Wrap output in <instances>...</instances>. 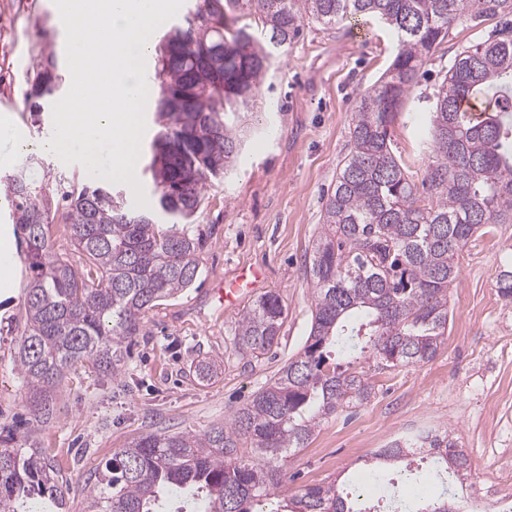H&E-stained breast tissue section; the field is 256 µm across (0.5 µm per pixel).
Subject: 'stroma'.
I'll list each match as a JSON object with an SVG mask.
<instances>
[{
    "instance_id": "35a3bbf8",
    "label": "stroma",
    "mask_w": 512,
    "mask_h": 512,
    "mask_svg": "<svg viewBox=\"0 0 512 512\" xmlns=\"http://www.w3.org/2000/svg\"><path fill=\"white\" fill-rule=\"evenodd\" d=\"M499 26L496 17L460 22L419 70L391 129L394 151L414 182L432 160L427 120L442 72L462 48L492 37ZM397 48L393 33L368 16L333 27L304 22L259 88L240 160L204 191L189 227L202 241L196 281L146 314L142 335L123 345L115 373L71 368L46 424L36 422L17 367L29 271L24 252H16L13 284L0 285V440L42 449L76 490L69 512H87L80 488L94 483L119 449L148 432L202 434L230 421L302 349L312 312L305 254L350 149L357 98L385 73ZM46 54L61 77L57 93L65 95V31L53 0H0V113H10L34 144L53 127L51 107L36 116L24 103L27 79ZM20 169L57 195L87 179L80 164L32 150L0 167V178ZM457 263L448 334L436 358L373 373L367 404L323 420L305 448L288 454L281 495L343 482L347 471L394 439L451 428L469 458L464 512H496L487 489L506 483L498 458L512 452V304L499 296L496 277L512 264V224L489 225ZM250 267L261 272L260 282L240 309H225L217 289ZM268 293L279 295L285 309L280 343L259 357L239 355L238 322ZM202 360L214 368L207 381L192 373Z\"/></svg>"
}]
</instances>
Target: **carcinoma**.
<instances>
[{"mask_svg":"<svg viewBox=\"0 0 512 512\" xmlns=\"http://www.w3.org/2000/svg\"><path fill=\"white\" fill-rule=\"evenodd\" d=\"M354 15L377 17L398 52L359 96L352 147L308 255L314 311L302 351L231 422L201 435L150 432L121 449L82 490L89 512H166L174 492L186 507L203 500L205 512H364L358 494L333 482L266 504L283 485L288 451L306 447L323 418L370 400L363 359L385 370L436 357L459 252L482 227L512 223V0H202L186 25L163 35L149 86L161 129L148 169L172 224L162 227L94 184L58 202L25 178L6 182L31 272L19 374L38 421L48 423L66 371L86 361L115 371L121 345L140 334L146 312L196 280L200 239L187 225L206 184L239 159L265 72L304 21L334 26ZM498 16L494 38L462 49L436 89L433 160L418 187L392 150L389 128L451 28ZM58 81L48 57L26 93L29 111H43ZM476 97L488 103L472 118L461 103ZM55 222L66 225L80 266L53 249ZM496 288L512 301V268L499 272ZM283 319L279 296H261L238 323L235 350L267 353L279 344ZM415 447L429 449L431 468H408ZM370 465L403 512H457L468 458L454 432L396 442L373 452ZM70 492L42 450L0 448V512H67Z\"/></svg>","mask_w":512,"mask_h":512,"instance_id":"cac0c4a2","label":"carcinoma"}]
</instances>
